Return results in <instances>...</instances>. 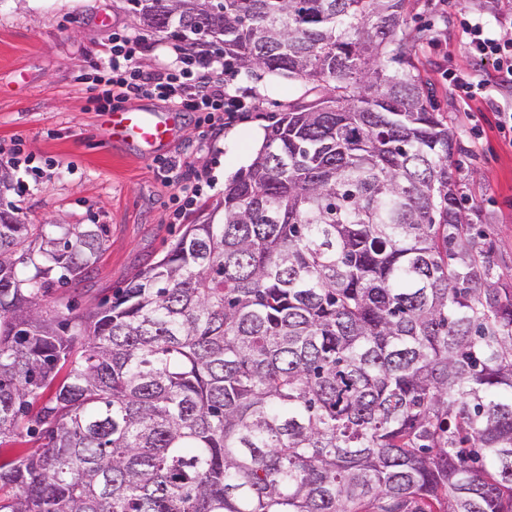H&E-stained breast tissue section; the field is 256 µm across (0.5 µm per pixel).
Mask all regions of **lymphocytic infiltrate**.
I'll use <instances>...</instances> for the list:
<instances>
[{"mask_svg": "<svg viewBox=\"0 0 512 512\" xmlns=\"http://www.w3.org/2000/svg\"><path fill=\"white\" fill-rule=\"evenodd\" d=\"M464 32L470 56L491 63L493 72L484 76L445 70L442 78L465 101L483 96L490 86L500 91L512 89V38L498 35L479 17L465 19ZM146 48L142 37L113 33L112 56L100 78L106 102L151 98L182 112L203 113V122L211 130L223 125L225 117L255 109L253 96L235 86L221 54L206 48L191 54L179 52L169 63L145 70L139 56ZM157 173L187 207L197 202L208 183L205 171L179 159H161Z\"/></svg>", "mask_w": 512, "mask_h": 512, "instance_id": "1", "label": "lymphocytic infiltrate"}]
</instances>
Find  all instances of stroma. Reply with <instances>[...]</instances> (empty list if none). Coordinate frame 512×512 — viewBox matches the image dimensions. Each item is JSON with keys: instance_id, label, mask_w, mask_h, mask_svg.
<instances>
[{"instance_id": "1", "label": "stroma", "mask_w": 512, "mask_h": 512, "mask_svg": "<svg viewBox=\"0 0 512 512\" xmlns=\"http://www.w3.org/2000/svg\"><path fill=\"white\" fill-rule=\"evenodd\" d=\"M478 3L411 0L406 31L438 111L457 118V132L471 152L464 167L469 199L482 211L498 272L512 280V149L500 142L495 114L484 101L463 107L441 77L445 68H473L461 20ZM103 14L111 16L110 26L100 25ZM116 27L137 29L126 0H0V153L18 152L33 168L26 175L13 172L23 179L25 193L11 191L0 199L22 207L30 224L107 227L98 262L82 281L45 299L50 312L69 301L89 311L159 261L197 216L192 210L183 224L174 223V189L157 175L154 161L106 138L93 80L112 55ZM236 84L252 91L254 111L207 140L196 114L184 113L183 136L165 151L208 172L206 204L223 200L225 183L251 164L272 116L306 91L298 80L260 71L238 72Z\"/></svg>"}]
</instances>
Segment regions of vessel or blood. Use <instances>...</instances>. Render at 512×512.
Listing matches in <instances>:
<instances>
[{"label": "vessel or blood", "instance_id": "b4317fda", "mask_svg": "<svg viewBox=\"0 0 512 512\" xmlns=\"http://www.w3.org/2000/svg\"><path fill=\"white\" fill-rule=\"evenodd\" d=\"M181 123L177 110L167 112L137 105H123L113 110L106 132L110 143L128 146L142 158H155L159 151L177 141Z\"/></svg>", "mask_w": 512, "mask_h": 512}]
</instances>
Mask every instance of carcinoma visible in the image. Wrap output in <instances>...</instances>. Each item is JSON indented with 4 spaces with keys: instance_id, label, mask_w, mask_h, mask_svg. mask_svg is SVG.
I'll return each instance as SVG.
<instances>
[{
    "instance_id": "obj_1",
    "label": "carcinoma",
    "mask_w": 512,
    "mask_h": 512,
    "mask_svg": "<svg viewBox=\"0 0 512 512\" xmlns=\"http://www.w3.org/2000/svg\"><path fill=\"white\" fill-rule=\"evenodd\" d=\"M127 4L319 97L85 316L42 301L104 225L0 206V445L37 443L0 462V512H512V284L406 0Z\"/></svg>"
}]
</instances>
